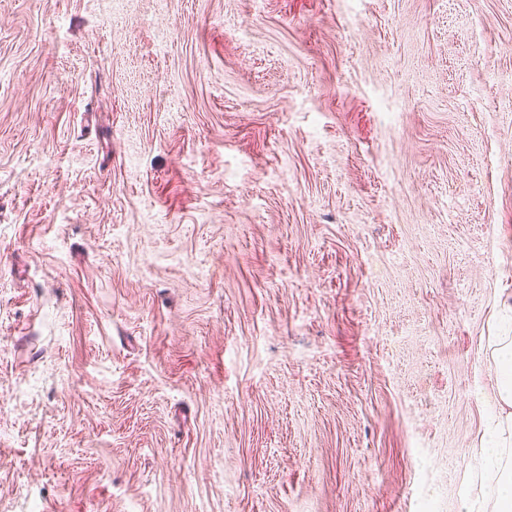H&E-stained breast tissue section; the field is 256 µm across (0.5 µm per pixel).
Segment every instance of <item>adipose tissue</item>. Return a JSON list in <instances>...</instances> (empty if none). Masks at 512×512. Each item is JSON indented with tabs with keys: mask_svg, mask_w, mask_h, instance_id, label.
Wrapping results in <instances>:
<instances>
[{
	"mask_svg": "<svg viewBox=\"0 0 512 512\" xmlns=\"http://www.w3.org/2000/svg\"><path fill=\"white\" fill-rule=\"evenodd\" d=\"M497 312L505 327L492 337L491 361L496 370L499 413L484 438L491 459V512H512V297L499 299Z\"/></svg>",
	"mask_w": 512,
	"mask_h": 512,
	"instance_id": "ef3b65f1",
	"label": "adipose tissue"
}]
</instances>
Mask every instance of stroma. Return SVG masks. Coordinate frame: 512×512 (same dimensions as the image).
Wrapping results in <instances>:
<instances>
[{
    "label": "stroma",
    "mask_w": 512,
    "mask_h": 512,
    "mask_svg": "<svg viewBox=\"0 0 512 512\" xmlns=\"http://www.w3.org/2000/svg\"><path fill=\"white\" fill-rule=\"evenodd\" d=\"M512 292V0H0V512H464Z\"/></svg>",
    "instance_id": "obj_1"
}]
</instances>
